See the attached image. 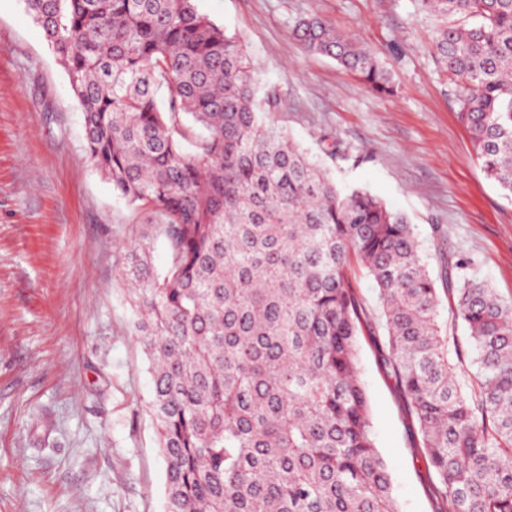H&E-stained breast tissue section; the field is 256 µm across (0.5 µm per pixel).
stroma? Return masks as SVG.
<instances>
[{"mask_svg": "<svg viewBox=\"0 0 512 512\" xmlns=\"http://www.w3.org/2000/svg\"><path fill=\"white\" fill-rule=\"evenodd\" d=\"M246 44L261 85L288 102L270 118L344 189L406 215L433 277L447 254L512 301V200L484 176L437 64L436 16L418 0H197ZM318 14L385 61L396 92L370 91L291 38ZM335 151H327V142ZM140 210L91 164L80 105L23 0H0V512H165L152 382L131 328L119 246ZM361 376L376 446L401 512H434L377 342Z\"/></svg>", "mask_w": 512, "mask_h": 512, "instance_id": "obj_1", "label": "stroma"}]
</instances>
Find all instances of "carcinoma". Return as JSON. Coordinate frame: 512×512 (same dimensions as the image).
<instances>
[{
  "instance_id": "carcinoma-1",
  "label": "carcinoma",
  "mask_w": 512,
  "mask_h": 512,
  "mask_svg": "<svg viewBox=\"0 0 512 512\" xmlns=\"http://www.w3.org/2000/svg\"><path fill=\"white\" fill-rule=\"evenodd\" d=\"M24 2L80 104L92 165L147 215L121 276L153 382L166 512H400L360 373L358 336L373 325L355 263L378 290L383 365L434 471L435 512H512V303L461 275L433 279L404 214L340 188L265 121L283 98L258 94L245 45L196 0ZM418 2L443 19L435 58L481 169L512 197V0ZM456 15L472 23L446 22ZM290 35L395 91L376 54L321 16ZM439 283L465 348L448 346Z\"/></svg>"
}]
</instances>
